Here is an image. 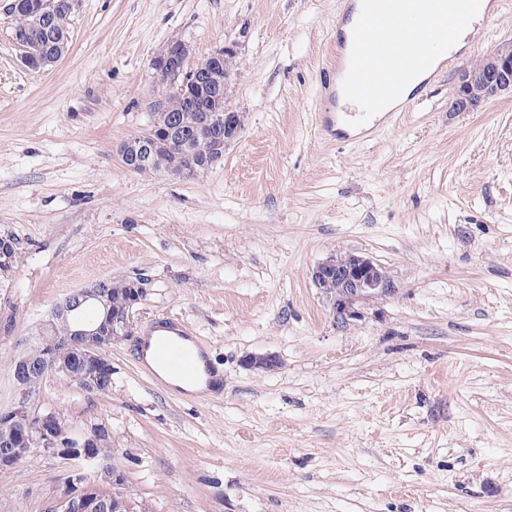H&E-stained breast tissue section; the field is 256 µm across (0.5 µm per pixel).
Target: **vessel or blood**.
Listing matches in <instances>:
<instances>
[{
    "label": "vessel or blood",
    "mask_w": 512,
    "mask_h": 512,
    "mask_svg": "<svg viewBox=\"0 0 512 512\" xmlns=\"http://www.w3.org/2000/svg\"><path fill=\"white\" fill-rule=\"evenodd\" d=\"M348 9L356 13V24L344 31L345 19L337 17L336 65L323 73L321 84L330 94L345 88L360 103L364 123H372L416 73L439 76L440 55L452 65L463 57L450 50L461 0H349ZM138 347L139 356H153L181 383L203 379L208 392H222V377L210 374L202 341L183 321L172 317L151 324Z\"/></svg>",
    "instance_id": "obj_1"
}]
</instances>
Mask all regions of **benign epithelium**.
<instances>
[{
    "label": "benign epithelium",
    "mask_w": 512,
    "mask_h": 512,
    "mask_svg": "<svg viewBox=\"0 0 512 512\" xmlns=\"http://www.w3.org/2000/svg\"><path fill=\"white\" fill-rule=\"evenodd\" d=\"M28 9L31 10V23L15 27L13 40L23 50L21 61L25 67L44 69L66 54L69 36L53 32L52 14L43 0L29 5ZM35 28L50 39L49 48L39 56L27 47ZM232 53L231 48L224 47L189 67L188 48L178 41L171 43L162 55L153 60L152 67L169 70L182 81L179 85L158 84L152 111H167L166 101L173 92L192 102L208 86L222 85L224 89H230L232 70L224 68V57ZM506 94L512 95V43L483 56L472 68L461 73L453 110L470 112L475 104H484ZM238 129V114L226 109L221 113L205 114L198 133L222 132L224 138L230 139ZM160 136L177 150L185 149L192 139L188 131L173 124L163 128ZM117 153L130 171L147 173L153 168V144L148 139L136 143L127 140L119 145ZM312 282L324 293L332 310L344 320L361 317L356 307L360 300L389 294L394 288L383 267L368 257L352 253L344 256L336 253L327 257L313 269ZM130 285L132 299L122 308H112L109 280H99L67 295L42 323L38 331L40 337L49 330H56L59 325L67 326L65 340L74 350L80 369L73 371L52 356H23L15 365L16 402L0 412V417L13 425L11 431L0 435V468L11 467L33 455L67 461L71 467V480L50 512H134L131 500L121 492V471L112 465L95 463L94 448L100 438L108 434L107 429L95 424L81 429L72 427L66 437H61L58 432L60 418L50 410L35 406L27 382L30 374L38 372L44 378L63 375L79 386L108 390L112 382L109 349L115 342L134 335L133 310L146 292L144 280L140 278L130 280ZM92 306L105 309L108 329L84 322L81 313ZM88 467L95 468L96 474L112 485V490L104 491L99 484L88 481Z\"/></svg>",
    "instance_id": "obj_1"
}]
</instances>
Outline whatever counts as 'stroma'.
Masks as SVG:
<instances>
[{"label": "stroma", "instance_id": "obj_1", "mask_svg": "<svg viewBox=\"0 0 512 512\" xmlns=\"http://www.w3.org/2000/svg\"><path fill=\"white\" fill-rule=\"evenodd\" d=\"M0 0V231L24 253L0 282V410L9 368L70 292L147 279L138 329L170 315L224 372V394L173 392L114 344L112 387L62 376L35 401L105 426L146 512H512V97L452 111L465 65L512 40V0L397 122L348 138L320 74L343 0H79L69 49L32 70ZM236 54L221 162L179 178L129 171L152 60ZM394 290L337 319L310 272L336 251ZM273 354L274 370L245 359ZM69 467L0 471V512H49Z\"/></svg>", "mask_w": 512, "mask_h": 512}]
</instances>
